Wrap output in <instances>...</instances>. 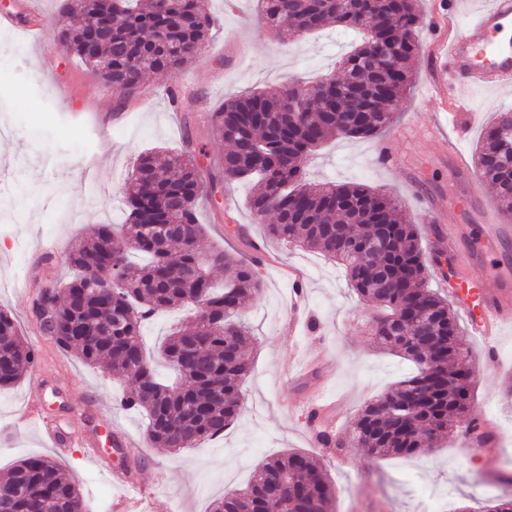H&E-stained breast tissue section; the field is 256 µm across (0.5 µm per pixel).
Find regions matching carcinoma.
<instances>
[{
	"mask_svg": "<svg viewBox=\"0 0 512 512\" xmlns=\"http://www.w3.org/2000/svg\"><path fill=\"white\" fill-rule=\"evenodd\" d=\"M208 0H64L53 19L59 39L106 82L130 96L147 73H176L208 46L214 22ZM259 16L274 33L284 20L302 35L336 24L362 33V43L340 61L344 78L312 86L290 84L278 92L254 91L224 102L210 130L228 142L220 168L198 162L187 144L176 153L138 156L125 185V223L100 224L65 252L74 270L52 286L51 323L57 345L87 365H104L134 389L121 403L142 413L158 448H192L221 436L241 411V385L251 371L244 353L250 336L243 309L263 292L250 263L212 248L202 254L205 233L199 201L232 179L254 182L250 210L270 238L295 242L346 268L350 287L381 309L369 332L377 346L415 365V373L368 403L351 434L326 442L343 450L364 448L376 457L416 456L434 448L452 419L470 410L459 361L469 355L448 297L425 286L427 260L415 225L389 196L360 184H312L306 157L336 138H372L393 122L411 84L410 62L421 23L417 0H258ZM102 15L112 36L92 46L78 11ZM170 44L155 47L158 28ZM474 168L497 192L512 216V160L487 130ZM224 268V283L206 267ZM117 270V295L94 288L106 268ZM194 320L179 325L159 345L158 358L180 381L158 377L141 347V328L154 315L184 306ZM37 359L15 319L0 310V388L21 380ZM414 390L410 409L386 412ZM335 489L313 457L287 451L263 460L244 488L216 500L212 512H331ZM85 502L69 474L48 456L19 460L0 480V512H82Z\"/></svg>",
	"mask_w": 512,
	"mask_h": 512,
	"instance_id": "1",
	"label": "carcinoma"
}]
</instances>
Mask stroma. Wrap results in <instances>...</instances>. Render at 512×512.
<instances>
[{
	"mask_svg": "<svg viewBox=\"0 0 512 512\" xmlns=\"http://www.w3.org/2000/svg\"><path fill=\"white\" fill-rule=\"evenodd\" d=\"M29 2L42 27L29 33L0 27V205L17 199V219L0 220V309L17 319L38 359L15 385L0 389V476L20 459L47 455L79 486L90 512H112L122 489L112 480L116 466L106 440L118 431L135 440L127 464L142 486L141 512H210L215 500L244 488L264 459L290 449L313 455L335 488L334 512H424L432 495L438 512H488L512 478V328L495 346L470 332L462 341L473 406L486 407L497 432L488 446H474L468 418L460 416L437 448L413 458H375L365 449L317 441L309 424L317 397L335 400L331 426L347 435L355 416L376 396L407 377L411 365L376 347L363 328L376 312L359 299L342 269L317 252L269 240L266 226L248 209L251 182L229 183L218 203L201 202L202 248L216 246L233 257H250L238 238L225 235L228 219L247 225L268 260L259 271L264 290L243 318L253 341L247 352L252 372L243 391V411L222 437L193 448L154 447L141 414L119 402L131 380L84 364L63 352L44 332L32 310L38 292L69 276L63 249L95 224L124 218L122 187L137 157L150 150L175 152L187 141L203 146L204 166H218L227 150L208 132L212 110L251 89L279 90L288 81H313L339 72V58L357 36L327 27L289 41L275 39L257 18V0H210L216 23L201 57L181 71L146 76L135 95L120 100L116 89L69 54L51 24L62 0H0V10ZM486 0H420V51L412 83L392 127L374 139L338 138L319 147L306 166L312 183H360L398 198L416 225L432 264L428 288L440 289L434 258L440 249L420 199L442 212L443 224L460 225L457 246L476 249L474 276L512 273V241L492 249L477 242L491 223L487 183L461 194L462 174L443 150L455 141L472 163L484 129L497 112L511 108L512 92L472 90L463 106L445 104L430 86L432 31L463 26ZM394 160L378 163L380 150ZM58 242L51 265L38 261L42 242ZM303 277L306 304L316 323L302 332L289 321L291 273ZM46 384L43 411L70 433L74 446L53 447L35 423H19L17 412L30 396L33 376ZM102 451L87 459L80 441Z\"/></svg>",
	"mask_w": 512,
	"mask_h": 512,
	"instance_id": "35a3bbf8",
	"label": "stroma"
}]
</instances>
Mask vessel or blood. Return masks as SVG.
Listing matches in <instances>:
<instances>
[{
    "label": "vessel or blood",
    "instance_id": "b4317fda",
    "mask_svg": "<svg viewBox=\"0 0 512 512\" xmlns=\"http://www.w3.org/2000/svg\"><path fill=\"white\" fill-rule=\"evenodd\" d=\"M512 24V0H490L471 21L449 29L448 50L434 85L443 97H453L471 88L491 91L512 90V38H502L505 25ZM457 229H449L448 275L461 302L472 335L494 342L500 329L512 322V281L495 278L486 282L471 275L474 257L458 251ZM42 385H34L32 402L20 415L21 421L42 423ZM42 435L59 445V427L43 425Z\"/></svg>",
    "mask_w": 512,
    "mask_h": 512
}]
</instances>
